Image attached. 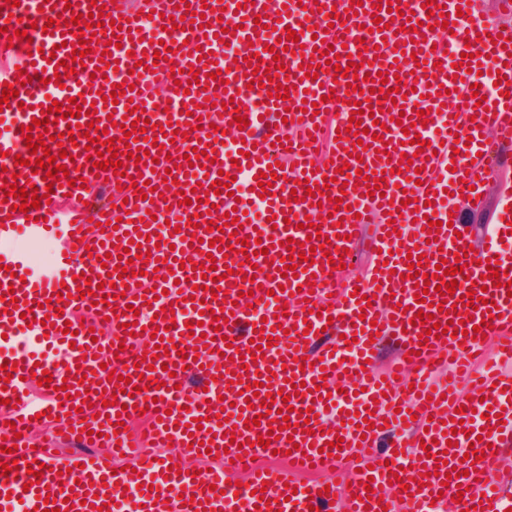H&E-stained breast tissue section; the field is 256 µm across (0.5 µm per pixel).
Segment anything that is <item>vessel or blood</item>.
<instances>
[{"instance_id": "vessel-or-blood-1", "label": "vessel or blood", "mask_w": 512, "mask_h": 512, "mask_svg": "<svg viewBox=\"0 0 512 512\" xmlns=\"http://www.w3.org/2000/svg\"><path fill=\"white\" fill-rule=\"evenodd\" d=\"M11 7L0 0V45L8 34L26 32L29 55L19 70L6 74L18 90V99L0 105V182L15 174L20 188H37L45 200L29 213L12 211L0 201V238L26 233L41 239H61L55 270L37 278V266L20 251L0 252V465L11 464L0 475V507L23 500L26 512H145L170 502L172 512H430L433 498L449 499L448 512H501L496 497L497 464L504 446L501 410L512 411V382L501 380L498 362H512V254L502 251L500 237L512 235V224L500 221L485 245L470 250L468 237L451 228V196L460 205L477 208L482 191L503 150L512 147V0H500V14L488 17L484 0H435L440 8L429 15L426 0H407L411 17L391 16L378 0H148L140 9L125 0H19ZM102 6L103 22L121 28L120 45L103 35L87 38L90 52L75 74L63 84L52 77L60 61L72 58L79 43V14ZM192 13L180 28H170L177 7ZM338 23H331L330 13ZM263 25H256L257 14ZM54 26H47V19ZM387 27L373 28L374 19ZM295 31L298 40L290 51L273 57L269 46ZM233 44V55L223 52ZM167 47L166 60L153 53ZM334 50L350 56L361 73L355 87L346 78L319 72L305 76L310 63L325 64L324 53ZM55 61H48V53ZM280 68H273V61ZM104 75H97V68ZM269 69L272 81L248 88L253 68ZM198 74L189 82L187 69ZM220 79H211V72ZM388 87L407 83V96L391 101L382 93L361 100L376 76ZM189 84L186 100L192 114L158 108L156 84H164L174 97L176 81ZM125 83L127 93L116 103L104 104L114 85ZM478 84L477 95H462L461 84ZM288 88V99L276 98L278 85ZM76 98L84 114L35 126L52 104L67 106ZM225 102L222 110L210 98ZM314 102L317 112L304 111ZM96 110L98 128L113 138L122 174L98 170L87 161L85 136L89 110ZM335 112L342 135L329 152L331 167L312 162L326 112ZM249 124L237 127L235 113ZM426 125H419V115ZM367 130L363 137L348 133L352 116ZM126 123L150 120L145 139L129 141L117 119ZM34 134L49 130L53 137L68 134L63 147L69 158L67 176L47 177L29 166L15 164L14 155L28 156L25 126ZM173 126L174 137L164 136ZM413 126L420 144H408L404 126ZM231 146H224L225 132ZM211 147L214 160L192 159L193 150ZM413 157L421 170L419 181L400 171L402 154ZM362 157L369 170L384 174L383 194H374V180L349 168L350 156ZM276 172L271 194L261 197V174ZM83 178V186L69 187L65 178ZM230 186L216 194V183ZM118 184L126 206L98 200L92 213L77 202L88 187ZM250 191L235 201L242 186ZM326 202H318L317 192ZM196 193L192 204L180 203V193ZM75 199V207L59 211L57 202ZM344 206L335 209L333 198ZM235 213L240 230L226 225L224 213ZM278 225H270V217ZM379 221L375 245L378 262L368 279L346 286L342 302L333 303L336 272L331 259L339 258L347 236L360 224ZM327 239L326 254L300 262L296 276L284 273L290 255L282 242L307 237ZM261 242L264 255L247 261L232 252L237 239ZM143 248L149 260H134L124 273L122 297H115L111 277L115 256ZM469 252L472 263L463 270L455 293L429 292L415 299L411 271L436 275L439 286L447 276L437 275L440 261H454ZM170 260L167 268L158 267ZM213 261V276L227 290L226 298L200 291L201 264ZM500 269L499 279L488 277ZM103 285L95 295L81 296L85 285ZM485 287V304L468 307L465 299L473 286ZM364 301H356V294ZM134 313H127V305ZM441 312H432V305ZM109 317L110 342H92L88 326L76 335L65 334L75 309ZM430 312L440 325L464 319L469 331L480 326L482 335L456 339L450 334L423 339V325H411L418 312ZM221 339H213L214 331ZM158 332V347L138 349L137 341ZM327 334L329 343L313 351L312 338ZM271 337L270 347L257 348L259 337ZM396 337L401 354L412 360L413 379L402 376L403 364L384 374L369 362L389 337ZM123 361H112L115 350ZM232 360L233 378H225L224 362ZM17 367L8 377L3 364ZM114 364L109 377L105 364ZM443 366L447 382L434 381L432 371ZM50 373L52 385L45 397L32 400L30 374ZM202 382L201 389L187 383L188 376ZM468 378V400L455 389L456 377ZM260 389H253V382ZM319 388L308 391L309 382ZM113 405H104L105 395ZM290 395L292 410L282 416L283 395ZM16 406H9V399ZM341 407L343 427L327 430L326 408ZM152 421L149 447L189 448L191 455L212 454L211 471L192 475L171 470L168 462L137 453L136 443L120 432L139 412ZM56 418L64 437L103 447L100 455L60 454L54 448L31 449L19 445L18 434L40 427L39 413ZM463 424H455V413ZM103 417L100 436L90 437V414ZM393 431L397 442L385 457H369L380 431ZM271 435L268 447L258 437ZM460 448L481 451L482 460L446 458L448 440ZM341 441L337 456L324 453L332 441ZM298 450H291V443ZM430 450H423V443ZM409 457L413 472L431 473L427 485L410 483L398 499L384 497L383 489L399 470L400 457ZM129 461V469L114 471L116 458ZM349 462L347 487L313 480L296 482L294 472L316 473L339 461ZM40 477H33V470ZM98 474L94 487L80 486L86 472ZM244 472L240 488L228 487L229 474ZM145 485L137 499L118 496L114 486Z\"/></svg>"}]
</instances>
